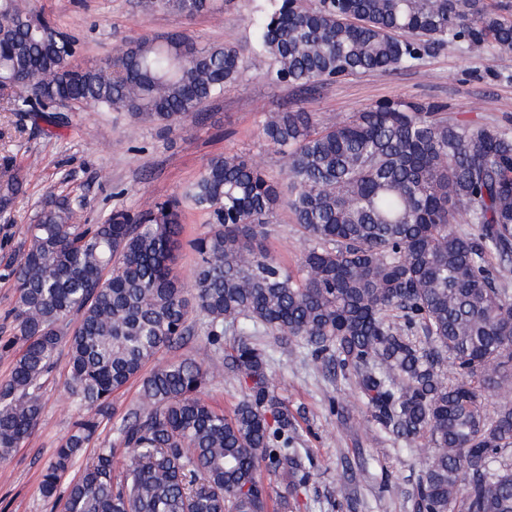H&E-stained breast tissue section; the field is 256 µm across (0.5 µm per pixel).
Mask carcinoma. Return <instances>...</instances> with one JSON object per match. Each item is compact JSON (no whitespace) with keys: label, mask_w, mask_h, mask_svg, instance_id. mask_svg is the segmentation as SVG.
<instances>
[{"label":"carcinoma","mask_w":512,"mask_h":512,"mask_svg":"<svg viewBox=\"0 0 512 512\" xmlns=\"http://www.w3.org/2000/svg\"><path fill=\"white\" fill-rule=\"evenodd\" d=\"M218 2L143 6L193 17ZM252 25L254 48L272 60L267 79L288 86L415 68L448 43L512 51V12L488 0H267ZM76 55L51 18L0 0V100L54 127L66 124L59 101L180 127L236 83L242 64L237 47L183 32L141 37L95 63ZM261 135L283 160L308 242L295 273L265 246L279 184L246 155L214 156L181 196L114 210L101 224L79 222L81 200L44 199L14 258L3 348L17 354L0 381V460L38 424L64 341L79 417L41 482L63 512H290L258 476H286L290 490L307 477L293 418L251 340L270 329L352 374L380 432L430 449L413 512H512V299L502 287L512 272V130L397 99L325 124L301 108L268 112ZM22 188L17 170L0 186V207ZM185 204L209 226L191 242L190 297L172 268ZM460 217L474 230H454ZM194 316L216 353L224 324L249 329L224 355L245 384L228 413L205 398L213 360L157 362ZM137 379L140 405L120 448L98 449L64 483L112 395ZM489 396L499 398L492 415ZM120 449L128 464L118 472Z\"/></svg>","instance_id":"1"}]
</instances>
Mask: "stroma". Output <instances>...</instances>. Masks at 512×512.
<instances>
[{
    "mask_svg": "<svg viewBox=\"0 0 512 512\" xmlns=\"http://www.w3.org/2000/svg\"><path fill=\"white\" fill-rule=\"evenodd\" d=\"M33 10L55 19L77 39L78 62L113 53L144 36L183 31L208 45L243 48L236 84L202 105L185 126L171 130L142 124L123 112L81 111L69 127L47 135L34 114L0 110V181L22 169L26 182L0 211V344L13 334L7 319L15 304L14 257L41 201L51 193L83 198L82 221L102 223L115 209H136L180 195L216 154L244 152L261 161L270 178L284 182L279 155L260 134L264 113L302 108L323 122L363 111L384 99L445 105L461 123L512 127V52L448 44L431 50L421 66L351 75L310 91L271 84V61L253 48L250 18L264 0H224L223 9L188 19L162 9L143 12L138 0H29ZM306 243L287 206L268 227L271 256L297 270ZM254 340L267 354V372L295 418V446L311 471L293 493V512H410L408 496L423 453L394 444L370 421L365 400L349 374L326 369L302 343L263 330ZM66 346L42 387L43 413L32 435L0 461V512H62L41 494V480L60 441L78 416L67 392ZM140 384L112 397L110 416L75 458L79 477L101 448L116 445L118 430L138 408ZM346 478L349 500H337L336 481Z\"/></svg>",
    "mask_w": 512,
    "mask_h": 512,
    "instance_id": "obj_1",
    "label": "stroma"
}]
</instances>
